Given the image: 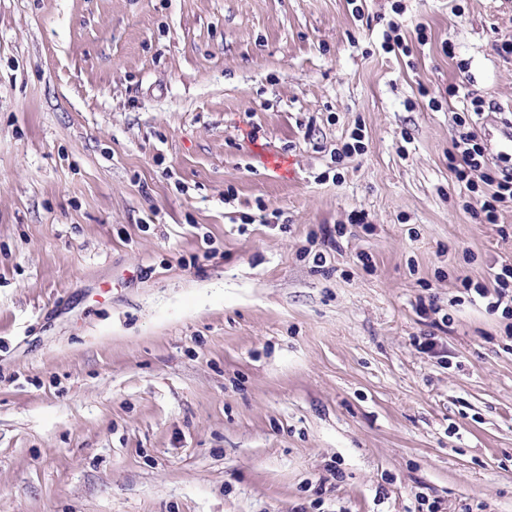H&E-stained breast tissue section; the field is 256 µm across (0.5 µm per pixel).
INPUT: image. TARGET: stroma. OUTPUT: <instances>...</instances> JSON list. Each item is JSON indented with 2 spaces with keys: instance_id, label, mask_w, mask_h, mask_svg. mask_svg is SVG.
<instances>
[{
  "instance_id": "stroma-1",
  "label": "stroma",
  "mask_w": 512,
  "mask_h": 512,
  "mask_svg": "<svg viewBox=\"0 0 512 512\" xmlns=\"http://www.w3.org/2000/svg\"><path fill=\"white\" fill-rule=\"evenodd\" d=\"M506 43L512 0H0V512H512L461 285L512 208L448 163Z\"/></svg>"
}]
</instances>
